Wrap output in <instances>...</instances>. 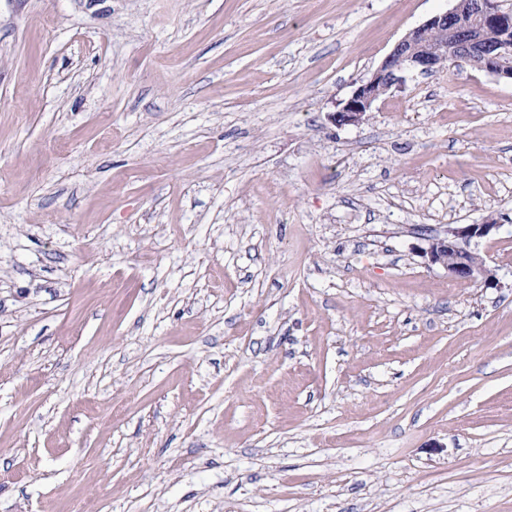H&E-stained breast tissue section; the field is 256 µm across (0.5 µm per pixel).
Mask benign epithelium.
<instances>
[{
    "instance_id": "1",
    "label": "benign epithelium",
    "mask_w": 512,
    "mask_h": 512,
    "mask_svg": "<svg viewBox=\"0 0 512 512\" xmlns=\"http://www.w3.org/2000/svg\"><path fill=\"white\" fill-rule=\"evenodd\" d=\"M492 28L499 31L495 41L486 37ZM435 33L441 36L443 49H452L455 61L465 64L477 60L479 70L512 80V11L501 8L498 0H460L407 32L331 119L341 126L359 124L377 100L404 84L408 74L441 69L445 54L434 53L427 43ZM499 228L492 221L457 224L448 228L446 235L430 240L427 255L458 280L481 277L489 283L494 279L493 270L478 253L460 248L458 240L484 238Z\"/></svg>"
}]
</instances>
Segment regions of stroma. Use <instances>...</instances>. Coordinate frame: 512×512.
Masks as SVG:
<instances>
[{"instance_id": "obj_1", "label": "stroma", "mask_w": 512, "mask_h": 512, "mask_svg": "<svg viewBox=\"0 0 512 512\" xmlns=\"http://www.w3.org/2000/svg\"><path fill=\"white\" fill-rule=\"evenodd\" d=\"M453 4L0 0V512H512V81L329 118ZM499 228L500 225L492 221L485 224H456L448 227L446 235L430 240L426 253L431 263L447 269L448 274L458 280L471 281L482 277L484 283H490L494 279L493 270L486 266L478 253L460 248L457 241L488 237Z\"/></svg>"}]
</instances>
